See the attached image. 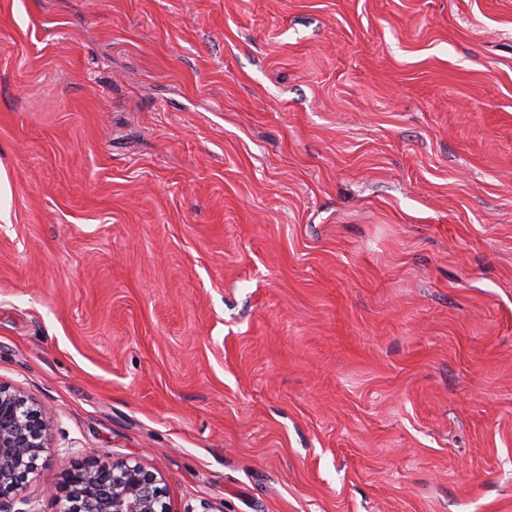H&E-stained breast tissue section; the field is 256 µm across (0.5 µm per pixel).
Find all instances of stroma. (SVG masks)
Listing matches in <instances>:
<instances>
[{
  "label": "stroma",
  "mask_w": 512,
  "mask_h": 512,
  "mask_svg": "<svg viewBox=\"0 0 512 512\" xmlns=\"http://www.w3.org/2000/svg\"><path fill=\"white\" fill-rule=\"evenodd\" d=\"M24 483L512 512V0H0ZM163 479L142 464L106 456L69 475L64 512H172Z\"/></svg>",
  "instance_id": "1"
}]
</instances>
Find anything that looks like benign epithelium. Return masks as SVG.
I'll list each match as a JSON object with an SVG mask.
<instances>
[{
  "label": "benign epithelium",
  "instance_id": "7a95c632",
  "mask_svg": "<svg viewBox=\"0 0 512 512\" xmlns=\"http://www.w3.org/2000/svg\"><path fill=\"white\" fill-rule=\"evenodd\" d=\"M47 411L0 383V499L17 494L45 448ZM64 512H171L163 479L107 456L69 475Z\"/></svg>",
  "mask_w": 512,
  "mask_h": 512
}]
</instances>
